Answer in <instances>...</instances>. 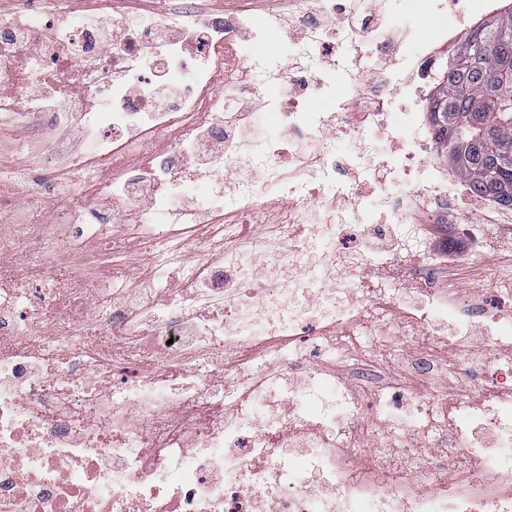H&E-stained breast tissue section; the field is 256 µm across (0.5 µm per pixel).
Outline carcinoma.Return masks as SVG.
Masks as SVG:
<instances>
[{"mask_svg": "<svg viewBox=\"0 0 512 512\" xmlns=\"http://www.w3.org/2000/svg\"><path fill=\"white\" fill-rule=\"evenodd\" d=\"M512 67V7L473 28L448 57L430 106L441 153L471 189L512 209V110L498 109L499 70Z\"/></svg>", "mask_w": 512, "mask_h": 512, "instance_id": "1", "label": "carcinoma"}]
</instances>
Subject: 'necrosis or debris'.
Listing matches in <instances>:
<instances>
[{"label":"necrosis or debris","instance_id":"4bbe7bcc","mask_svg":"<svg viewBox=\"0 0 512 512\" xmlns=\"http://www.w3.org/2000/svg\"><path fill=\"white\" fill-rule=\"evenodd\" d=\"M405 2L416 24L394 32L355 0H288L274 52L244 13L173 11L122 39L56 10L0 23V118L74 122L89 143L52 176L57 224L25 195L28 164L0 159L16 187L0 197V512H512V278L460 287L429 241L467 186L415 109L449 43L417 21L447 0ZM37 48L55 93L30 90ZM245 73L288 91L252 112ZM163 80L187 90L161 106ZM258 119L311 151L254 140ZM99 192L111 208L91 207ZM375 231L394 252H368ZM455 233L497 253L512 225ZM406 269L418 295L400 310ZM383 343L401 371L372 360ZM400 430L423 448L393 452Z\"/></svg>","mask_w":512,"mask_h":512}]
</instances>
